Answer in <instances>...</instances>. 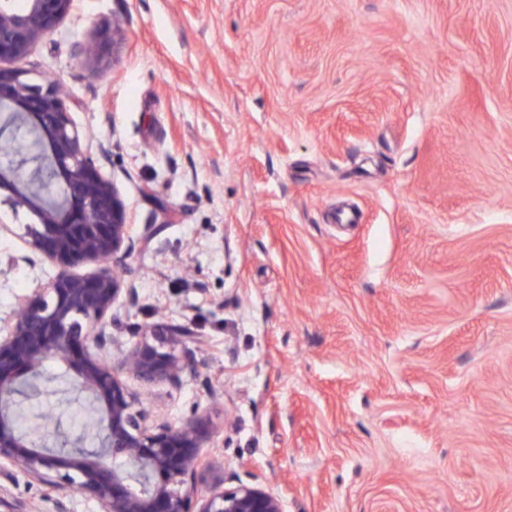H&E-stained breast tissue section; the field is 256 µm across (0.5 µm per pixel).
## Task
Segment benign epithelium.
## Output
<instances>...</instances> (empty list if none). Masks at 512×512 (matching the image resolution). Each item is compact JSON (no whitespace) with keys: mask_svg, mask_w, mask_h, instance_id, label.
Segmentation results:
<instances>
[{"mask_svg":"<svg viewBox=\"0 0 512 512\" xmlns=\"http://www.w3.org/2000/svg\"><path fill=\"white\" fill-rule=\"evenodd\" d=\"M74 2L25 0L19 8L15 0H0V112L8 115L0 126L29 129L42 146L32 170L25 156L1 163L0 187L14 205L36 214L27 243L57 266L46 286L24 297L0 326V508L33 509L7 499L5 483L21 472L59 491L76 488L100 512H283L278 494L241 479L226 488L218 477L198 495L209 419L149 427L145 414L134 410L123 374L146 383L179 382L194 367L190 345L200 342L198 334L159 322L145 331L152 340L135 345L121 362L104 356L112 346L107 316L122 293L120 263L131 251L127 212L103 172L107 149L101 144L94 152L81 138L60 84L35 81L13 66L55 32ZM37 181L56 185L59 203L45 201ZM83 263L95 264L96 271L71 272ZM50 360L74 370L75 389L100 405L102 417L91 427L105 437L106 453L63 454L18 430L14 396Z\"/></svg>","mask_w":512,"mask_h":512,"instance_id":"1","label":"benign epithelium"}]
</instances>
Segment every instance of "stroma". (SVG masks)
Returning a JSON list of instances; mask_svg holds the SVG:
<instances>
[{"label":"stroma","instance_id":"obj_1","mask_svg":"<svg viewBox=\"0 0 512 512\" xmlns=\"http://www.w3.org/2000/svg\"><path fill=\"white\" fill-rule=\"evenodd\" d=\"M22 66L109 150L113 361L202 337L182 383L125 376L147 425L209 417L214 475L284 512H512V0H77ZM36 221L0 190V318L55 273ZM73 380L46 363L14 409L91 451Z\"/></svg>","mask_w":512,"mask_h":512}]
</instances>
